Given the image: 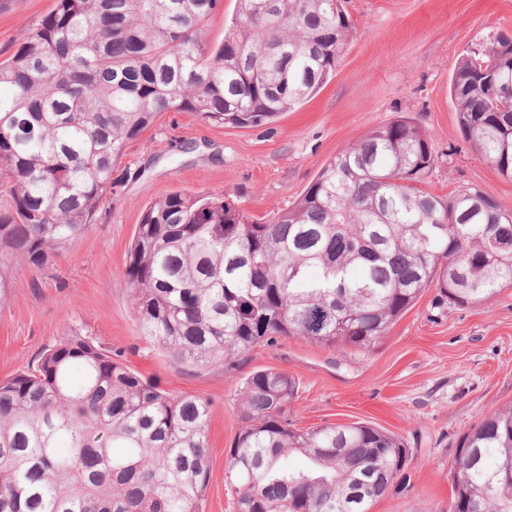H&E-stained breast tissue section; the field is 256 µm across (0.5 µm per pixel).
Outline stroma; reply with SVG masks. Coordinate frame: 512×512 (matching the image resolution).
I'll list each match as a JSON object with an SVG mask.
<instances>
[{
  "label": "stroma",
  "mask_w": 512,
  "mask_h": 512,
  "mask_svg": "<svg viewBox=\"0 0 512 512\" xmlns=\"http://www.w3.org/2000/svg\"><path fill=\"white\" fill-rule=\"evenodd\" d=\"M343 6L353 34L316 97L250 127L208 124L192 112L159 114L127 142L122 186L99 221L43 269L15 266L0 307V379L36 364L76 332L160 390L208 402L211 480L204 512H234L236 494L225 469L239 429L240 390L254 370L272 368L296 379L290 407L296 427L367 422L407 445V491L388 493L371 512H448L463 436L512 405L510 287L466 306L429 288L373 350L281 337L232 371H186L136 332L125 270L148 203L176 191L227 194L252 216H272L291 205L330 158L397 114L414 118L432 137L437 163L427 192L444 198L476 185L512 205V178L472 148L448 92L463 55L495 35L512 37V0H344ZM52 7L53 0H10L0 9V60Z\"/></svg>",
  "instance_id": "obj_1"
}]
</instances>
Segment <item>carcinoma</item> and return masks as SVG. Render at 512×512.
I'll list each match as a JSON object with an SVG mask.
<instances>
[{
	"instance_id": "obj_1",
	"label": "carcinoma",
	"mask_w": 512,
	"mask_h": 512,
	"mask_svg": "<svg viewBox=\"0 0 512 512\" xmlns=\"http://www.w3.org/2000/svg\"><path fill=\"white\" fill-rule=\"evenodd\" d=\"M55 0L0 61V305L9 263L41 268L117 193L127 141L162 112L267 124L314 97L352 33L341 0ZM449 97L474 150L512 177V38L463 56ZM430 135L395 118L331 158L263 222L226 196L171 193L142 214L127 285L139 334L178 366L235 370L298 336L376 347L428 288L457 305L512 286V206L477 186L422 188ZM298 388L256 370L239 400L228 473L236 512H370L408 487L410 451L366 423L300 430ZM209 405L172 396L80 335L0 379V512H202ZM292 454L305 466L290 470ZM512 405L461 441L450 512H512ZM236 8V0H221L208 26L209 37L212 41L224 37L225 25L227 26L230 19L235 14Z\"/></svg>"
}]
</instances>
